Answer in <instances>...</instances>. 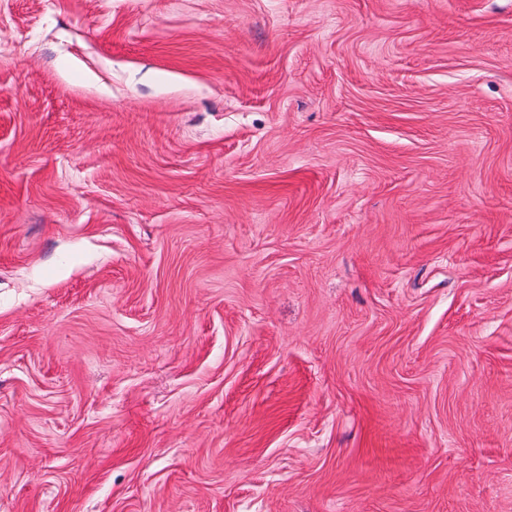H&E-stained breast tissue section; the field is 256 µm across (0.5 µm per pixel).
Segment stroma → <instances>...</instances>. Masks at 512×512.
<instances>
[{"label":"stroma","instance_id":"stroma-1","mask_svg":"<svg viewBox=\"0 0 512 512\" xmlns=\"http://www.w3.org/2000/svg\"><path fill=\"white\" fill-rule=\"evenodd\" d=\"M0 512H512V0H0Z\"/></svg>","mask_w":512,"mask_h":512}]
</instances>
